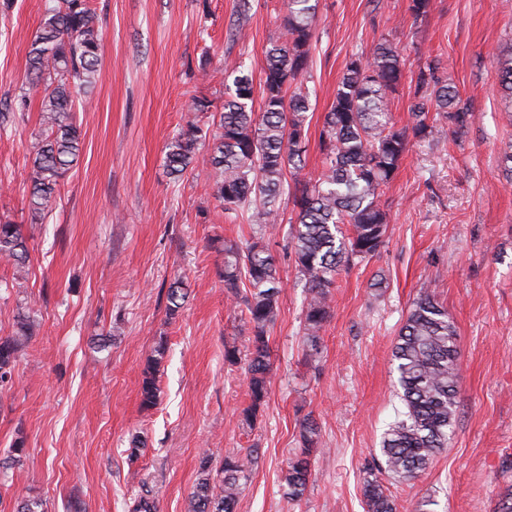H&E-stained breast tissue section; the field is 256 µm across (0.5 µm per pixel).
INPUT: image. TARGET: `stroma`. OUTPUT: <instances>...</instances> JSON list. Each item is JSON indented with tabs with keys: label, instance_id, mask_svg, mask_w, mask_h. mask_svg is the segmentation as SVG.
I'll return each instance as SVG.
<instances>
[{
	"label": "stroma",
	"instance_id": "obj_1",
	"mask_svg": "<svg viewBox=\"0 0 512 512\" xmlns=\"http://www.w3.org/2000/svg\"><path fill=\"white\" fill-rule=\"evenodd\" d=\"M95 0L102 58L90 104L80 112L84 145L43 223L28 215L29 153L39 103L0 129V218L21 224L24 272L0 260V337L17 316L34 336L0 384V512L39 498L45 512H128L140 488L159 512H185L203 454L254 449L237 512H366L363 483L400 406L392 347L422 286L435 290L458 335L459 389L453 434L411 482L384 477L398 512L432 500L434 512H500L512 496V103L497 58L512 50V0H432L414 17L409 0H318L306 84L309 147L300 179L321 170L317 144L352 55L390 39L409 61L391 99L409 122L419 62L439 58L474 120L436 143L411 139L384 200L391 222L379 253L340 270L320 351L306 357L307 292L286 255L293 205L265 240L281 281L269 330L273 366L254 424L244 363L249 327L224 288V246L245 244L262 218L233 215L206 191L213 177L199 152L183 181L164 167L165 147L187 122L210 123L193 97L222 105L228 62L243 59L261 81L265 52L280 34L286 0ZM45 0H0V99L18 96L26 53ZM188 297L167 316L168 288ZM167 345L160 396L140 406L142 370ZM321 429L302 501L282 495L299 423ZM144 447L131 457L133 440ZM23 442L15 451V442Z\"/></svg>",
	"mask_w": 512,
	"mask_h": 512
}]
</instances>
